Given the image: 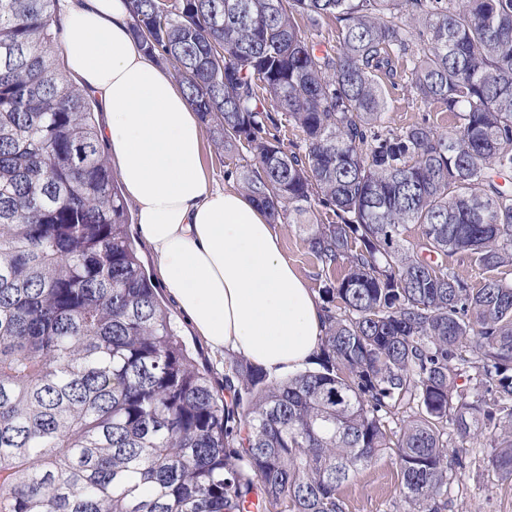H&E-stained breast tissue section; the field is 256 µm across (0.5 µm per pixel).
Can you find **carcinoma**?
I'll return each instance as SVG.
<instances>
[{
	"mask_svg": "<svg viewBox=\"0 0 512 512\" xmlns=\"http://www.w3.org/2000/svg\"><path fill=\"white\" fill-rule=\"evenodd\" d=\"M131 10L215 145L253 155L242 189L302 229L335 308L318 368L229 360L224 400L140 264L56 0H0V512H345L340 487L387 449L412 512H441L487 435L512 478V283L495 275L512 266V0ZM299 16L334 17L338 45ZM400 68L450 132L386 125ZM281 113L304 153L271 133Z\"/></svg>",
	"mask_w": 512,
	"mask_h": 512,
	"instance_id": "cac0c4a2",
	"label": "carcinoma"
}]
</instances>
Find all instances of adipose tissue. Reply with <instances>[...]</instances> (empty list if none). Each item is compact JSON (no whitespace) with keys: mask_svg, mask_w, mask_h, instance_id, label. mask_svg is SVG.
I'll list each match as a JSON object with an SVG mask.
<instances>
[{"mask_svg":"<svg viewBox=\"0 0 512 512\" xmlns=\"http://www.w3.org/2000/svg\"><path fill=\"white\" fill-rule=\"evenodd\" d=\"M57 5L65 67L107 115L101 137L164 286L212 349L271 375L299 371L319 350L317 298L262 209L209 185L200 119L180 84L145 54L130 0Z\"/></svg>","mask_w":512,"mask_h":512,"instance_id":"adipose-tissue-1","label":"adipose tissue"}]
</instances>
